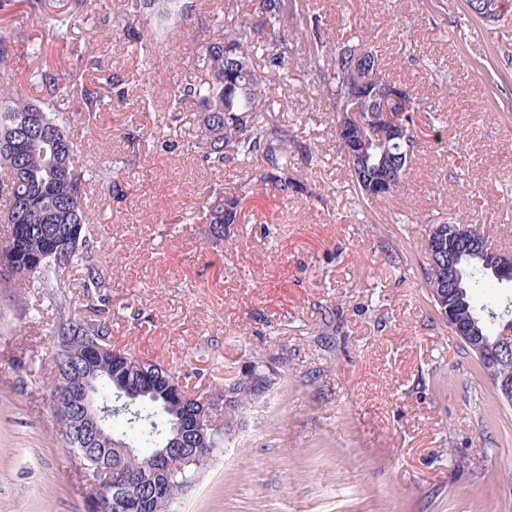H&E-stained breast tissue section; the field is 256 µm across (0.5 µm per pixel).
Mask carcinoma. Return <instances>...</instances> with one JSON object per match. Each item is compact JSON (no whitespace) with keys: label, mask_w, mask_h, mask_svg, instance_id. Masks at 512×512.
<instances>
[{"label":"carcinoma","mask_w":512,"mask_h":512,"mask_svg":"<svg viewBox=\"0 0 512 512\" xmlns=\"http://www.w3.org/2000/svg\"><path fill=\"white\" fill-rule=\"evenodd\" d=\"M154 25L161 32L179 24L193 11L192 0H152ZM224 38L195 49L198 61L208 74L200 85H186L171 90L175 104L189 102L199 111L203 160L214 169L228 160H236L249 169V179L232 189L213 192L205 202V219L213 245L224 243V225L243 219V201L248 195L276 190L283 197L307 191L306 178L295 167L299 155L311 165L312 152L295 140L287 127L270 120L272 97L270 77L285 68L292 47L281 28L284 19L292 20L299 37L311 41L309 79L327 93L331 106L332 128L341 153L347 161L350 180L362 198L390 196L411 176L412 163L421 146L420 135L429 130L440 132L437 117L421 115L420 102L411 98V107L403 111L400 104L382 105L372 93L395 84L386 77L378 54L371 50L364 62L353 60L358 43L347 41L326 50L325 33L314 25L309 0H257L250 16H239L238 0H224ZM20 37L17 27L0 26V66L11 54ZM271 47L264 67L255 62L259 46ZM105 62L91 57L76 64L69 82L59 86L57 75L48 69L31 74L30 82L43 91L39 102L31 101L17 87L0 82V169L8 177L0 179V196L9 201L3 214L11 225L9 240L0 246L11 256L13 273L9 286L20 288L37 281L44 288L64 290L70 287L64 271L86 269L83 293L87 315L60 318L54 335L67 338L70 349L85 352V339L95 336L105 347L110 343L111 323L99 304L107 299L109 284L98 273L90 257L93 244L89 237L91 219L86 209V187L91 181L110 179L112 194L124 196L120 182L121 168L108 165L94 172L83 164L81 153L71 140L66 100L76 98L81 111L93 118L103 102L100 87L86 82L82 73L99 71ZM365 92L359 120L342 111L350 97ZM422 247L430 260L425 272L429 297L437 310L439 298L446 299V318L456 316L474 322L480 336L492 344L497 334L490 329L499 315L488 305L477 306L473 294L477 288L500 285L495 268L507 260L506 253L495 249L489 236L473 224L424 223ZM102 364L104 371L95 381L97 397L113 400L120 389L137 388L140 374L127 366L125 357L109 354L105 360L90 358V364ZM490 379L512 376V350L504 351L496 366L482 365ZM179 385V376L162 368L155 377V392L141 395L128 414L112 416L108 428L92 444L97 449L94 466L110 469L112 478V512H138L135 502L148 498L150 512H171L175 496L192 486L199 471L207 464L213 450L224 436L218 433L188 435L180 447L199 448L197 462L184 464L180 453L169 456L177 481L170 493L157 479L144 471L145 457L167 447L178 428L185 424L187 409L167 403L168 393ZM271 389L259 364L250 363L230 384L231 399L224 407V427L237 422L252 401ZM53 409L62 436L72 448L84 447L71 433L73 415L68 398L70 381L55 374L50 387ZM122 440L136 449L130 456L117 451L106 454L109 439Z\"/></svg>","instance_id":"cac0c4a2"}]
</instances>
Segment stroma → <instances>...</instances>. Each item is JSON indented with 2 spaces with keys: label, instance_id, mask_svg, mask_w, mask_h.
<instances>
[{
  "label": "stroma",
  "instance_id": "obj_1",
  "mask_svg": "<svg viewBox=\"0 0 512 512\" xmlns=\"http://www.w3.org/2000/svg\"><path fill=\"white\" fill-rule=\"evenodd\" d=\"M217 2L197 0L145 51L121 32L127 21L149 29L139 0H90L81 13L73 0H42L36 13L0 0V23L22 33L9 78L29 97L41 94L29 83L39 68L64 78L77 57L106 62L91 74L104 96L95 120L78 118V100L67 109L84 165L125 169V198L103 180L91 199L113 348L216 402L245 365L274 371L176 512H512V405L433 307L414 221L475 224L512 251V7L487 22L467 0H310L337 41L378 53L442 137L425 138L399 194L362 199L328 100L306 78L308 46L294 40L271 118L311 149L310 190L249 196L245 222L215 247L202 204L245 170L203 161L198 116L170 91L204 79L192 47L223 38ZM61 19L66 36L33 54ZM394 259L404 279L391 276ZM57 322L50 289L0 287V512H87L89 477L50 400Z\"/></svg>",
  "mask_w": 512,
  "mask_h": 512
}]
</instances>
